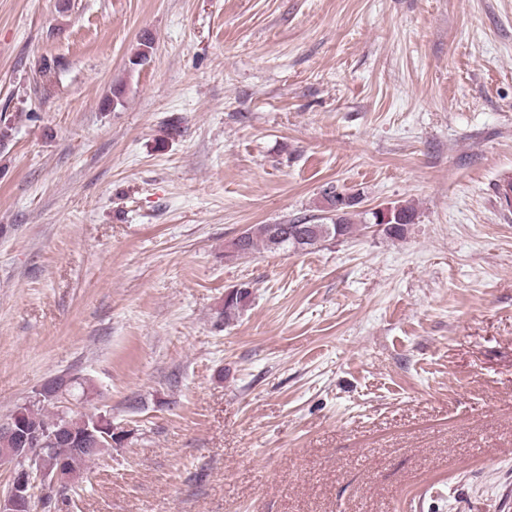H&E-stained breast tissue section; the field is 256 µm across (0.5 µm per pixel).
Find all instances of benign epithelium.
Masks as SVG:
<instances>
[{
	"instance_id": "benign-epithelium-1",
	"label": "benign epithelium",
	"mask_w": 512,
	"mask_h": 512,
	"mask_svg": "<svg viewBox=\"0 0 512 512\" xmlns=\"http://www.w3.org/2000/svg\"><path fill=\"white\" fill-rule=\"evenodd\" d=\"M70 384V375H56L45 382L43 394L36 395V398L57 396L62 409L67 411L76 405L75 399L65 393ZM101 432L114 435L112 443L117 447L125 443L126 434L112 425V419L102 417L94 421V427L88 429L76 446L102 445ZM0 439L5 441L0 445V464L13 465L9 491L0 497V512H28L37 490L41 492L42 500L54 499L64 485L62 468L59 465L45 468L40 465V460L49 450L55 435L47 431L35 432L15 416L0 424Z\"/></svg>"
}]
</instances>
